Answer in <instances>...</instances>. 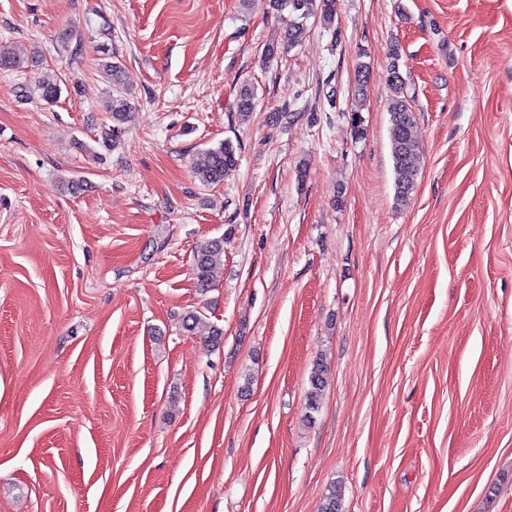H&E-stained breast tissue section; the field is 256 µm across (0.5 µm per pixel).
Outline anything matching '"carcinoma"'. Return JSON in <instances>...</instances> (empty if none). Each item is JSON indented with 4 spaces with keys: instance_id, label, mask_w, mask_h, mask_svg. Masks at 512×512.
Here are the masks:
<instances>
[{
    "instance_id": "cac0c4a2",
    "label": "carcinoma",
    "mask_w": 512,
    "mask_h": 512,
    "mask_svg": "<svg viewBox=\"0 0 512 512\" xmlns=\"http://www.w3.org/2000/svg\"><path fill=\"white\" fill-rule=\"evenodd\" d=\"M276 10L287 12L283 17L284 32L281 40L267 43L263 49L266 58L275 57L282 49H289L294 42L296 30L313 17L323 28L336 30V0H274ZM401 53L398 45L391 49V62L387 82L391 90L388 105L390 152L395 179V201L400 206L409 203L414 191L416 170L413 159L417 156L419 145L415 136L416 113L407 91V81L400 69ZM24 63V57L15 49L0 45V69H15ZM103 74L111 85L106 109L115 120L121 119L130 108L129 91L125 86L122 67L114 62L101 64ZM39 98L52 104L60 98L61 85L57 82L43 81L38 84ZM256 100L255 87L245 83L240 86L237 95V112L247 118L254 111ZM238 163L237 148L225 141L214 148L202 152L193 163L194 177L204 186L217 185L224 180V172ZM224 260V238H214L199 244L193 252V274L201 288L211 287L214 270ZM324 365L316 363L310 377L307 407L318 409L320 396L325 388Z\"/></svg>"
}]
</instances>
